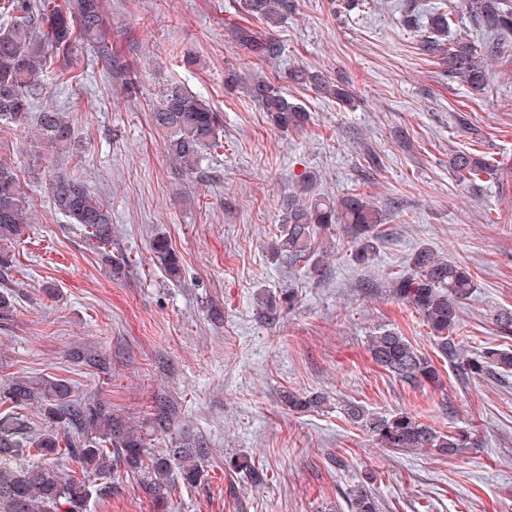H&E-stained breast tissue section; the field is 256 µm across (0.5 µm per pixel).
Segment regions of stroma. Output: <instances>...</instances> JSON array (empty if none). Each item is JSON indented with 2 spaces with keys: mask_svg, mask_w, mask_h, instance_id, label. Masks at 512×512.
Wrapping results in <instances>:
<instances>
[{
  "mask_svg": "<svg viewBox=\"0 0 512 512\" xmlns=\"http://www.w3.org/2000/svg\"><path fill=\"white\" fill-rule=\"evenodd\" d=\"M434 3L361 0L350 9L298 0L277 30L282 56L258 61L227 35L236 20L228 0H105L112 45L129 51L139 95L123 96L81 50L66 84L44 76L38 105L68 112L75 146L57 165L81 173L112 208L107 261L51 207L35 124L0 131V161L35 200L30 228L11 247L8 284L18 299L12 318L0 320V384L68 379L76 396L106 401L147 433L153 400L166 395L181 421L154 449L186 433L209 447L200 480L177 485L166 502L121 470L88 512H349L348 491L368 477L381 512H512V376L461 379L422 317L390 292L419 247L465 263L477 283L461 308L469 355L512 349V333L496 322L512 313V36L501 38L484 90H473L405 24L413 10L427 25ZM179 50L197 65L183 66ZM297 66L341 82L351 101L290 83ZM230 68L282 86L310 114L303 130L280 132L247 96L227 92ZM172 81L224 116L221 148L190 181L151 124L150 106ZM459 151L492 170L462 186L449 168ZM307 179L316 194L360 193L385 210L369 262L354 260L341 233L325 240L318 272L269 256L281 199ZM157 235L182 257L180 282L151 259ZM288 288L295 309L261 322L262 297ZM384 326L433 360L443 388L410 386L373 363L367 340ZM78 350L101 353L108 373L78 363ZM288 390L328 400L293 411L279 400ZM349 402L466 430L479 445L451 458L394 452L345 420ZM241 457L262 470L259 482L233 472Z\"/></svg>",
  "mask_w": 512,
  "mask_h": 512,
  "instance_id": "1",
  "label": "stroma"
}]
</instances>
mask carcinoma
Instances as JSON below:
<instances>
[{"label":"carcinoma","mask_w":512,"mask_h":512,"mask_svg":"<svg viewBox=\"0 0 512 512\" xmlns=\"http://www.w3.org/2000/svg\"><path fill=\"white\" fill-rule=\"evenodd\" d=\"M470 16L496 34H512V5L509 0H467ZM296 0H229L234 14L256 19L260 26L232 24V42L243 47L257 60L281 55L283 46L276 28L296 11ZM453 11L442 0L430 17L432 35L423 47L431 54L446 55L448 72L478 87L484 81L485 63L495 58L499 44L453 42L445 44ZM110 23L101 0H4L0 3V129L19 128L35 119L45 151L46 168L54 165L55 155L71 145L74 136L69 116L53 108L33 113L42 90L39 77L57 72L61 79L67 68L61 62L85 48L91 61L107 71L128 96L136 95L139 82L128 61L112 52ZM288 79L312 88L324 97L347 99L341 87L320 72L306 68L288 71ZM245 93L273 125L281 131H297L307 123L306 110L289 101L281 88L263 76H253L244 84ZM153 125L166 133L164 152L175 169L194 176L209 152L221 147L223 115L201 96L183 85L166 84L151 106ZM451 171L463 184L477 180L487 172V162L469 152H458L451 160ZM47 192L54 210L72 224L99 249L112 245V213L88 188L82 176L54 172ZM35 207L19 175L0 163V242L14 243L25 234ZM280 233L270 244L271 256L295 267L320 254L319 239L340 229L357 261L370 260L375 243L381 238L382 212L360 194L340 200L305 197L294 191L282 202ZM153 257L173 281L181 277L180 256L165 236L152 239ZM475 288L470 270L460 262L446 260L422 247L411 258L409 269L391 281L397 300L417 311L436 340L439 351L452 361L464 377L487 373L512 372V350L489 349L479 358H470L461 349L460 303ZM296 294L290 290L279 297L265 299L258 318L274 323L281 309L292 306ZM372 360L391 376L413 386H443L433 361L415 348L401 332L382 328L369 337ZM3 397L17 406L37 403L46 425L30 431L18 414L0 413V512H86L92 494L111 491L106 479L123 468L137 475L145 493L167 498L175 482L189 486L200 479L207 445L198 438H187L166 451H150V442L132 428L104 401L74 395L73 386L64 378L46 377L33 383L22 377L14 380ZM285 403L293 410L321 407L322 394L290 392ZM179 406L168 396L155 399L152 424L162 434L179 419ZM344 416L362 428L379 445L398 451L427 450L452 457L465 448H473L472 435L440 431L416 415L399 411L376 415L348 403ZM35 454L47 463L33 465L25 457ZM100 480L97 488L87 483L89 476ZM351 512H380L379 500L369 486L361 483L350 490Z\"/></svg>","instance_id":"carcinoma-1"}]
</instances>
